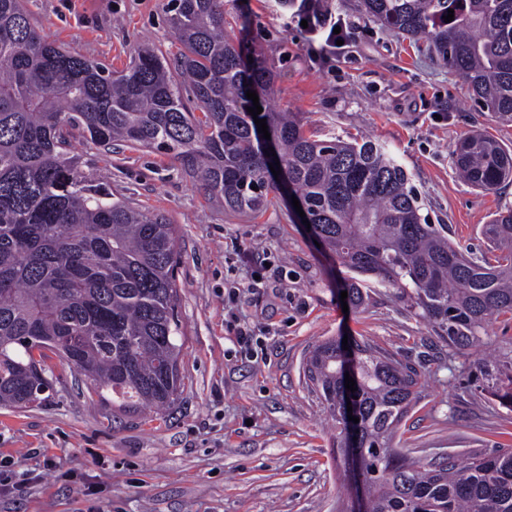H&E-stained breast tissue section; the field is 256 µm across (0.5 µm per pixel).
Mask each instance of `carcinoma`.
Segmentation results:
<instances>
[{
	"label": "carcinoma",
	"instance_id": "obj_1",
	"mask_svg": "<svg viewBox=\"0 0 512 512\" xmlns=\"http://www.w3.org/2000/svg\"><path fill=\"white\" fill-rule=\"evenodd\" d=\"M171 2L179 53L169 62L144 45L117 72L44 38L22 0H0V406L45 401L50 382L33 354L43 349L120 410L167 409L183 387L175 227L85 175L71 154L76 132L171 154L224 209L257 214L281 194L256 134L264 118L291 193L348 271L351 304H364L365 288H397L459 351L481 345L492 317L512 316L511 209L483 228L496 264L460 249L448 225L424 222L410 176L382 146L313 139L288 112L249 114L246 91L261 93L270 74L224 38V0ZM363 6L429 42L474 100L512 123V0ZM453 163L485 192L512 180V151L485 135L461 141ZM352 354L357 423L343 406L340 341L316 346L306 372L343 436L356 434L369 512H512L511 450L434 469L402 454L392 441L420 375L366 343ZM471 381L512 408V357L481 358Z\"/></svg>",
	"mask_w": 512,
	"mask_h": 512
}]
</instances>
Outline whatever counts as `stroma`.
Here are the masks:
<instances>
[{"label":"stroma","instance_id":"obj_1","mask_svg":"<svg viewBox=\"0 0 512 512\" xmlns=\"http://www.w3.org/2000/svg\"><path fill=\"white\" fill-rule=\"evenodd\" d=\"M360 33L326 57L269 0H224V34L275 75L265 96L320 140L366 137L406 168L421 215L449 238L495 261L482 235L512 209V183L483 193L460 179L452 152L480 132L512 149V124L471 98L426 42L369 17L362 0H328ZM39 32L123 70L136 46L176 52L169 0H26ZM81 170L111 174L114 197L175 226L180 370L184 385L163 412L113 409L100 389L56 355L43 366L49 397L0 407V512H350L354 491L339 429L310 388L305 363L319 343L346 336L397 354L423 387L394 444L438 466L512 448V409L469 389L475 361L512 350V318L491 320L481 346L453 353L399 289L370 288L343 309L346 270L292 207L256 215L225 210L170 156L73 139ZM251 291L237 292L238 284ZM250 327V349L237 342Z\"/></svg>","mask_w":512,"mask_h":512}]
</instances>
